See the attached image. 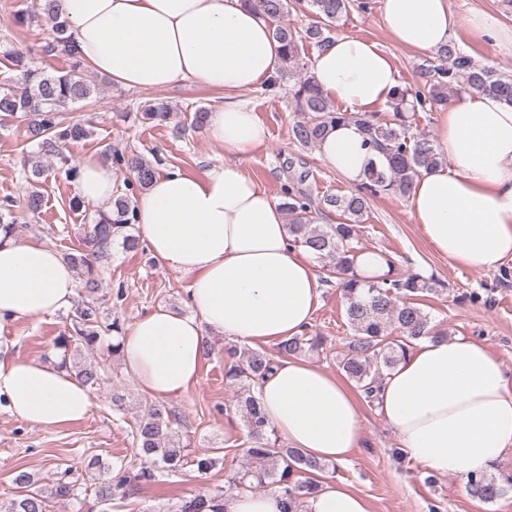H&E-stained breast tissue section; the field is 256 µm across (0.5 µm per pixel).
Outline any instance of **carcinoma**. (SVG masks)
I'll list each match as a JSON object with an SVG mask.
<instances>
[{
	"label": "carcinoma",
	"instance_id": "cac0c4a2",
	"mask_svg": "<svg viewBox=\"0 0 512 512\" xmlns=\"http://www.w3.org/2000/svg\"><path fill=\"white\" fill-rule=\"evenodd\" d=\"M242 4L271 20H280L295 12L311 17L304 29L280 24L272 28V35L282 48V68L297 64L304 40L320 49L331 39L330 28L349 12L364 10L362 0H241ZM46 22L52 31V40L42 52L63 56L70 62L68 71L47 75L36 69L23 70L21 90L6 88L0 91V117H12L18 112L30 113L34 119L28 126L29 139L35 151L28 158L31 176L39 182L45 173L47 159H56L64 168L65 178L75 180L77 167L64 155L63 146L81 141L90 135L88 121L73 116L66 120L61 110L71 103L86 100L95 87L86 79L82 63L77 59L67 36V24L60 20L56 0H48ZM439 56L445 63L426 70L428 80L422 90L399 87L396 91L395 122H380L359 112H340L307 77L298 83L294 96L300 109L308 113L293 127L295 140L304 145H316L329 128L351 121L357 123L367 137V144L380 150L387 164L371 166L360 189L344 195H328L323 205L316 207L311 198L283 187L284 210L288 213V235L296 247L312 251L324 262L326 281H336L344 298L345 315L351 330V341L339 359V366L359 395L367 403L376 402L380 384L417 341L438 333L428 314L421 307L424 293L443 291L441 283L419 272L405 274L389 272L376 282L363 283L352 275L354 261L359 253L358 224L368 208L371 195L382 192L405 196L413 178L421 171L442 165L443 156L433 141L420 133H411L405 125L406 116L399 104L412 98V110H431L448 101V96L459 82L470 88L496 96L512 104V75L499 74L479 66L472 58L453 44L444 46ZM141 117L147 123L160 125L173 117V110L160 102L146 101L141 106ZM112 164L127 170L132 179L125 191L114 196L112 208L99 211L91 224L85 227L82 247L66 255L67 262L79 271L83 297L71 318L73 332L61 336L56 347L76 357L83 351H94L105 336L117 339L112 354L121 352L123 328L119 321L107 322L99 312L98 292L102 287L101 264L119 246L127 252L139 248V239L131 233L134 224L132 197L144 190L155 176L153 163L141 154L119 150L111 153ZM328 208L344 217L336 224L317 223V214ZM324 339L316 333L304 332L276 344L275 351L232 345L225 349L224 379L236 389V399L224 404L227 414L239 416L250 439L246 449L248 463L239 472L237 486L272 485L282 495L287 512H302L306 498L316 493L328 464L313 460L298 449L279 443L261 410L254 394L258 381L268 374L276 360L299 358L323 348ZM69 369L82 382L93 388L106 380L104 366L98 362H69ZM179 417L174 410L156 400H144L132 429L133 444L143 458V466L134 474L117 470L112 480L103 481L94 489L101 501L126 498L143 484L160 482L165 471L183 465L188 456L174 424ZM17 488L14 498L0 502V512H50L53 503H68L79 497L80 487L62 475L54 481L50 491L35 486L29 473L19 472L13 479ZM512 490V476L496 477L487 472L468 477L469 494L482 503H492ZM175 512H224V493L197 495L180 500Z\"/></svg>",
	"mask_w": 512,
	"mask_h": 512
}]
</instances>
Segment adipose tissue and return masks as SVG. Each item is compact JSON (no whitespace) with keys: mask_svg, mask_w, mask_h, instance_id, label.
I'll return each mask as SVG.
<instances>
[{"mask_svg":"<svg viewBox=\"0 0 512 512\" xmlns=\"http://www.w3.org/2000/svg\"><path fill=\"white\" fill-rule=\"evenodd\" d=\"M83 63L118 85L163 89L191 80L223 90L209 112L210 139L238 155L201 174L158 172L137 198L136 224L153 258L190 275L189 312L159 306L121 339L126 368L155 398L196 382L207 330L236 343H270L302 334L321 296L315 258L289 242L285 215L242 165L264 143V124L241 92L278 73L268 22L241 0H57ZM384 26L407 48L433 55L459 27L512 49V27L488 12L459 17L448 0H381ZM317 87L353 112L392 102L398 74L376 43L339 35L317 51ZM433 143L446 165L414 178L407 206L432 248L454 265L497 270L512 261V105L473 90L442 111ZM319 159L349 184L384 162L352 122L333 127ZM111 166L86 157L76 190L108 209ZM77 278L53 246L0 238V316L41 318L70 308ZM268 422L289 447L324 463H345L362 443L351 390L301 358L282 359L260 382ZM0 400L21 420L60 427L85 419L90 390L58 367L0 349ZM408 460L438 474L467 476L512 451V371L485 343L437 335L416 342L386 377L377 402ZM304 512H370L366 499L322 484Z\"/></svg>","mask_w":512,"mask_h":512,"instance_id":"obj_1","label":"adipose tissue"}]
</instances>
